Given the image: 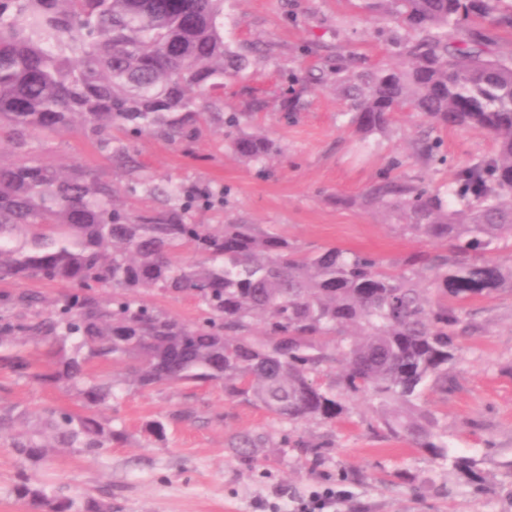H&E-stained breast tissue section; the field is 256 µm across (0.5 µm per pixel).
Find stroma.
Returning <instances> with one entry per match:
<instances>
[{
	"label": "stroma",
	"mask_w": 512,
	"mask_h": 512,
	"mask_svg": "<svg viewBox=\"0 0 512 512\" xmlns=\"http://www.w3.org/2000/svg\"><path fill=\"white\" fill-rule=\"evenodd\" d=\"M223 22L226 45L249 64L206 105L247 114L243 131L267 134L278 153L262 165L243 162L219 124L181 146L145 135L130 143L143 176L223 187V208L192 213L197 224L273 225L306 251L336 246L395 265L432 250L430 241L402 235L403 216L367 204L366 192L386 176L447 187L461 168L493 153L492 138L434 129L411 111L365 134L350 122L347 97L350 77L399 66L395 42L416 31L377 0H224ZM425 137L441 140L445 163L413 153L412 143ZM26 159L63 173L80 164L122 186L135 180L79 130L30 138L20 151L0 146V163ZM467 310L476 330L459 340L447 389L427 386L422 404L449 443L475 459L476 482L377 432L376 402L353 398L345 419L293 426L225 398L213 383L126 388L113 412L126 442L96 458L56 454L49 475L71 491H111L112 512H298L300 501L328 489L339 497L327 512H512V294L474 300ZM0 404L37 411L76 401L0 370ZM187 406L196 420H175ZM217 412L223 422L212 421ZM157 418L168 421L167 439L146 443L142 428ZM245 432L263 436L262 447H235ZM286 435L322 444L320 460L284 447Z\"/></svg>",
	"instance_id": "obj_1"
}]
</instances>
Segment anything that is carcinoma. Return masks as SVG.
Wrapping results in <instances>:
<instances>
[{"instance_id": "cac0c4a2", "label": "carcinoma", "mask_w": 512, "mask_h": 512, "mask_svg": "<svg viewBox=\"0 0 512 512\" xmlns=\"http://www.w3.org/2000/svg\"><path fill=\"white\" fill-rule=\"evenodd\" d=\"M396 2L421 36L405 44L406 66L351 80L352 122L381 132L409 110L495 143L491 157L459 170L446 199L400 180L371 189L366 202L405 216L403 234L437 245L400 268L337 247L305 252L257 224H195L191 213L216 199L179 184L141 182L159 204L142 213L117 206L110 181L0 163V282L78 286L48 310L35 293H0V369L62 386L82 406L31 415L0 406V438L21 463L35 469L59 451L96 457L124 443L125 428L101 417L122 384L222 382L226 397L290 424L333 422L346 405L318 379L339 365L347 396L393 407L384 431L476 478L474 460L433 433L420 400L430 381L448 390L465 303L512 292V262L491 255L512 240V59L486 57L490 39L473 26L511 31L512 4ZM223 13L224 0H0V142L79 126L112 146L116 167L141 169L128 141L175 144L224 119L203 96L247 58L225 44ZM227 140L247 163L278 152L267 136ZM187 250L203 260H183ZM149 292L189 295L202 316L186 323L146 302ZM30 344L53 349L52 371H32ZM96 364L120 365L124 376L96 377ZM13 493L42 512H112L111 493L69 494L24 468Z\"/></svg>"}]
</instances>
